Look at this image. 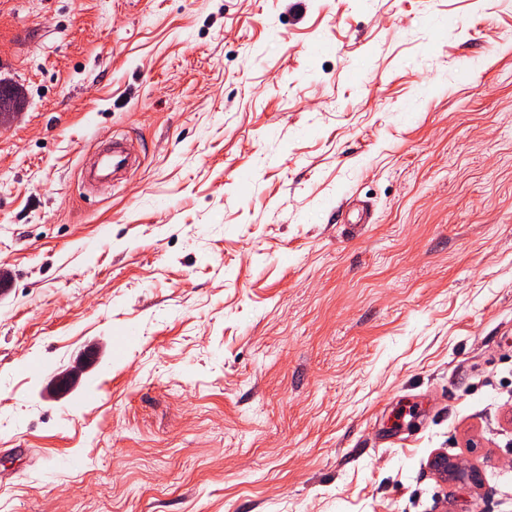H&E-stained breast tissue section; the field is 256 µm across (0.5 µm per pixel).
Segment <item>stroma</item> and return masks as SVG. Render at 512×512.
<instances>
[{"mask_svg":"<svg viewBox=\"0 0 512 512\" xmlns=\"http://www.w3.org/2000/svg\"><path fill=\"white\" fill-rule=\"evenodd\" d=\"M0 80V512H512V0H0ZM130 147L124 141H114L111 149L102 153L93 175L99 179H111L116 170L124 167L130 155ZM88 369V361L85 357H78L74 364L65 371L52 376L48 385V394L52 397L58 395L57 389L76 382L81 374Z\"/></svg>","mask_w":512,"mask_h":512,"instance_id":"stroma-1","label":"stroma"}]
</instances>
